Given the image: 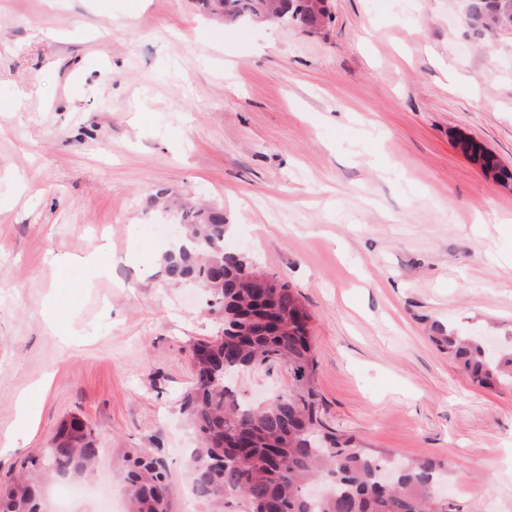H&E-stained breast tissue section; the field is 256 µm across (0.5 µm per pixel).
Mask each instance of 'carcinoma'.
Returning a JSON list of instances; mask_svg holds the SVG:
<instances>
[{
  "label": "carcinoma",
  "instance_id": "carcinoma-1",
  "mask_svg": "<svg viewBox=\"0 0 512 512\" xmlns=\"http://www.w3.org/2000/svg\"><path fill=\"white\" fill-rule=\"evenodd\" d=\"M297 2L201 0L208 15H221L227 24L271 21L284 11L300 27L316 31L324 11ZM465 26L478 40L512 33V0H468ZM458 144L472 162L494 171L497 183L512 182V171L483 144L466 137ZM174 209L184 243L164 256L165 273L176 283L188 275L208 282V312L224 313L222 334L191 345L197 381L181 403L200 440L189 472L199 499L218 512L231 498L246 503L249 512H456L437 496L448 464L430 458L398 462L395 454L370 453L354 437L326 425L313 386L312 315L284 282L262 294L237 287L252 262L224 252V209L193 204ZM432 340L479 387L493 386L512 366V352L494 357L478 335L440 328ZM282 367L294 384L262 407H243L229 391L228 380L242 371L270 374ZM52 443L56 447L44 450L46 460H22L19 476L0 488V512H43L45 473H94L100 448L76 422H62ZM387 470L395 472L391 487L381 480ZM317 479L326 483V492L314 500L304 488ZM172 493L162 459L140 452L130 458L131 512H171Z\"/></svg>",
  "mask_w": 512,
  "mask_h": 512
}]
</instances>
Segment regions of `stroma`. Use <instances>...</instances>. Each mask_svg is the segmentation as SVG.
Wrapping results in <instances>:
<instances>
[{"label": "stroma", "instance_id": "stroma-1", "mask_svg": "<svg viewBox=\"0 0 512 512\" xmlns=\"http://www.w3.org/2000/svg\"><path fill=\"white\" fill-rule=\"evenodd\" d=\"M329 11L307 33L196 0H0V486L78 416L115 512L135 448L164 460L172 512H210L180 406L189 347L222 322L164 275L165 191L222 207L225 249L301 293L328 426L449 461L458 512H512V382L472 384L432 341L512 349V189L455 145L512 168V34L477 47L454 0ZM292 383L235 386L255 403ZM461 150L474 162L479 163L483 170L494 171V179L501 185H507L512 182V172L508 168L502 166L497 157L490 152L483 144L472 138H460Z\"/></svg>", "mask_w": 512, "mask_h": 512}]
</instances>
